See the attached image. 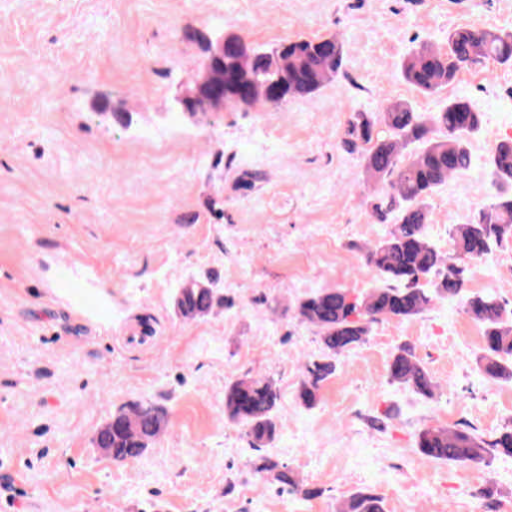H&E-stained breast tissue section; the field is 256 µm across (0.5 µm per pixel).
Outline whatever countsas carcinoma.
<instances>
[{
  "instance_id": "carcinoma-1",
  "label": "carcinoma",
  "mask_w": 512,
  "mask_h": 512,
  "mask_svg": "<svg viewBox=\"0 0 512 512\" xmlns=\"http://www.w3.org/2000/svg\"><path fill=\"white\" fill-rule=\"evenodd\" d=\"M225 41L234 51L224 65L206 74L203 86L210 90L224 82V68H232L250 84L249 105L270 100L274 84L282 89V102L312 93L346 65L343 41L337 36L288 40L269 52L239 36ZM490 60L512 64V32L461 27L449 32L445 50L422 45L411 51L401 62V75L419 92L430 94L452 83L461 70ZM480 124L481 113L464 96L449 100L438 112H417L410 103L398 102L348 119L342 146L361 154L368 179L381 185L371 204V217L380 224L392 222V228L365 250V264L376 271L380 284L361 300H350L344 288H323L296 307L297 316L317 329L323 349L320 359L305 365L298 390L304 405L318 402L322 384L336 371V358L364 343L371 324L414 317L438 298L460 299L465 313L482 325L477 363L485 380L512 381V316L492 295L465 294L468 264L464 260L476 251L488 255L512 239V139L500 141L489 160L498 189L493 201L452 225V252H440L425 234L428 201L449 178L471 167L467 138ZM215 300L214 289L194 282L181 289L177 308L183 317L194 319L208 314ZM387 372L392 381L423 397L434 396L439 388L407 344L398 347ZM278 401L273 380L244 376L224 389V416L243 425L252 447L267 448L278 435ZM168 425L165 409L138 400L112 414L98 433L97 447L113 459L132 461ZM416 448L428 461L487 464L496 455L512 457V424L489 440L469 427H425L416 435ZM256 470L290 492L315 495L274 461L265 459ZM340 512H384L383 500L359 491L342 504Z\"/></svg>"
}]
</instances>
